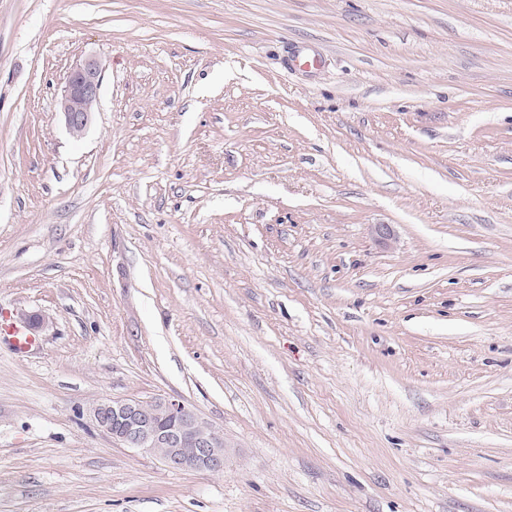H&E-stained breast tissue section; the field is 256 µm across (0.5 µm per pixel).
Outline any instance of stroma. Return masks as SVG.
Masks as SVG:
<instances>
[{"instance_id":"stroma-1","label":"stroma","mask_w":512,"mask_h":512,"mask_svg":"<svg viewBox=\"0 0 512 512\" xmlns=\"http://www.w3.org/2000/svg\"><path fill=\"white\" fill-rule=\"evenodd\" d=\"M35 313L0 512H512V0H0V315ZM159 395L223 472L93 422ZM101 87L97 62L87 59L67 75L58 102L69 134L81 138L96 111Z\"/></svg>"}]
</instances>
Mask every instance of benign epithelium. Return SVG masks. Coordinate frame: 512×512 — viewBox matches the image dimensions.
Instances as JSON below:
<instances>
[{"label":"benign epithelium","mask_w":512,"mask_h":512,"mask_svg":"<svg viewBox=\"0 0 512 512\" xmlns=\"http://www.w3.org/2000/svg\"><path fill=\"white\" fill-rule=\"evenodd\" d=\"M101 87L98 64L87 59L67 75L58 102L69 134L84 135L96 111ZM96 426L126 448L155 454L177 470L224 471V432L195 409L167 397L107 400L92 409Z\"/></svg>","instance_id":"1"}]
</instances>
